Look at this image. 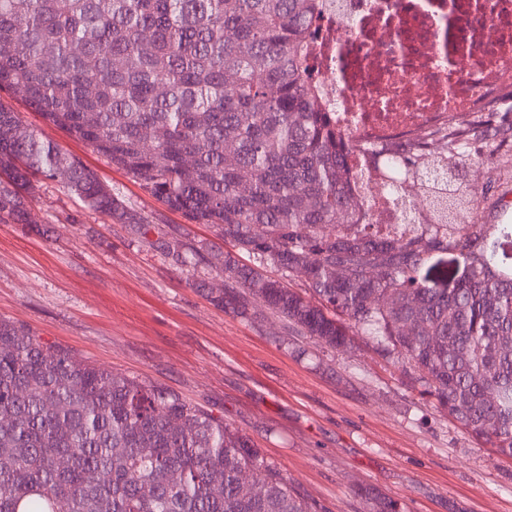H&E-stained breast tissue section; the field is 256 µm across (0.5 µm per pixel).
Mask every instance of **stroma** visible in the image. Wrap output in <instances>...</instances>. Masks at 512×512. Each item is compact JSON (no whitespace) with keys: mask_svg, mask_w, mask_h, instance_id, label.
<instances>
[{"mask_svg":"<svg viewBox=\"0 0 512 512\" xmlns=\"http://www.w3.org/2000/svg\"><path fill=\"white\" fill-rule=\"evenodd\" d=\"M0 105L162 231L223 247L210 225L166 209L126 171L44 124L21 95L0 92ZM32 214L31 225L0 222V318L224 416L328 512H368L353 493L362 484L403 499L407 512H512V459L425 405L364 337L345 352L284 347L273 317L242 319L197 291L215 271L172 265L54 181H40Z\"/></svg>","mask_w":512,"mask_h":512,"instance_id":"35a3bbf8","label":"stroma"}]
</instances>
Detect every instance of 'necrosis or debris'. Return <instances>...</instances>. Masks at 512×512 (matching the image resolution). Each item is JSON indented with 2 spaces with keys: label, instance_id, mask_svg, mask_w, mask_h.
<instances>
[{
  "label": "necrosis or debris",
  "instance_id": "1",
  "mask_svg": "<svg viewBox=\"0 0 512 512\" xmlns=\"http://www.w3.org/2000/svg\"><path fill=\"white\" fill-rule=\"evenodd\" d=\"M314 81L343 140L416 135L512 84V0H321ZM349 192L377 228L402 223L378 173L349 153Z\"/></svg>",
  "mask_w": 512,
  "mask_h": 512
}]
</instances>
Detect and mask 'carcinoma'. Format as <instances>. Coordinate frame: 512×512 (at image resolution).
<instances>
[{
  "mask_svg": "<svg viewBox=\"0 0 512 512\" xmlns=\"http://www.w3.org/2000/svg\"><path fill=\"white\" fill-rule=\"evenodd\" d=\"M319 0H0V91L90 145L168 209L231 244L154 246L237 316L257 299L327 351L366 336L434 408L512 458V224L469 218L512 181V85L413 137L354 145L412 221L380 234L348 189V145L316 98ZM194 172H183L186 157ZM154 229L82 160L0 107V221L28 223L33 178ZM423 200L420 210L414 200ZM370 512H405L373 486ZM0 512H327L232 423L164 388L76 360L0 319Z\"/></svg>",
  "mask_w": 512,
  "mask_h": 512,
  "instance_id": "cac0c4a2",
  "label": "carcinoma"
}]
</instances>
